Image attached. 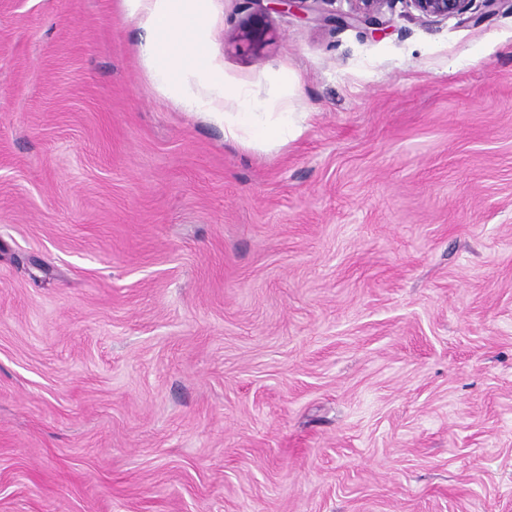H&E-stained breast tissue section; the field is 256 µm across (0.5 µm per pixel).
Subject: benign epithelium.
Masks as SVG:
<instances>
[{
    "mask_svg": "<svg viewBox=\"0 0 512 512\" xmlns=\"http://www.w3.org/2000/svg\"><path fill=\"white\" fill-rule=\"evenodd\" d=\"M512 0H401L408 13L417 22L429 26L449 18L477 23L483 14L499 10ZM263 10H293L301 18L319 24L342 26L373 25L386 28V10L392 9L395 0H347L349 10L328 14L322 8L325 0H246ZM267 29L253 26L240 33L239 40L257 47L266 41Z\"/></svg>",
    "mask_w": 512,
    "mask_h": 512,
    "instance_id": "benign-epithelium-1",
    "label": "benign epithelium"
}]
</instances>
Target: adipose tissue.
I'll return each instance as SVG.
<instances>
[{"label":"adipose tissue","instance_id":"obj_1","mask_svg":"<svg viewBox=\"0 0 512 512\" xmlns=\"http://www.w3.org/2000/svg\"><path fill=\"white\" fill-rule=\"evenodd\" d=\"M211 0H123L145 32L140 46L166 96L223 125L227 140L275 147L297 138L305 116L274 110L243 84L225 79L207 51Z\"/></svg>","mask_w":512,"mask_h":512}]
</instances>
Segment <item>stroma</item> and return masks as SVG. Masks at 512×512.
Wrapping results in <instances>:
<instances>
[{
  "label": "stroma",
  "mask_w": 512,
  "mask_h": 512,
  "mask_svg": "<svg viewBox=\"0 0 512 512\" xmlns=\"http://www.w3.org/2000/svg\"><path fill=\"white\" fill-rule=\"evenodd\" d=\"M388 19L212 0L264 151L0 0V512H512V9Z\"/></svg>",
  "instance_id": "35a3bbf8"
}]
</instances>
